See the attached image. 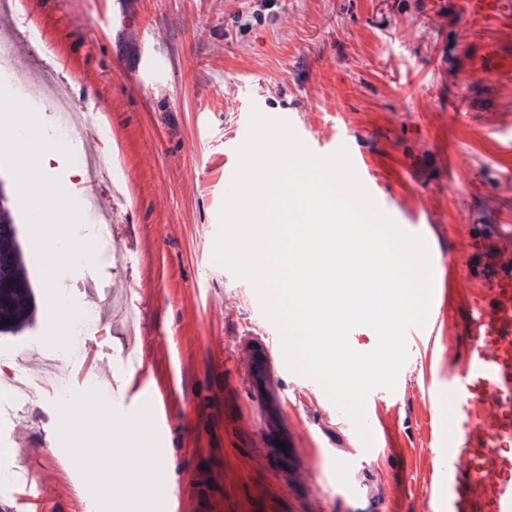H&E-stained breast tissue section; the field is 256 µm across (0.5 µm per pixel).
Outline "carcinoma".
I'll return each instance as SVG.
<instances>
[{"instance_id":"carcinoma-1","label":"carcinoma","mask_w":512,"mask_h":512,"mask_svg":"<svg viewBox=\"0 0 512 512\" xmlns=\"http://www.w3.org/2000/svg\"><path fill=\"white\" fill-rule=\"evenodd\" d=\"M7 285V297L0 301V332H15L32 320L33 295L21 251L0 253V285ZM10 324L5 325L3 321Z\"/></svg>"}]
</instances>
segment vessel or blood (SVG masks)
Wrapping results in <instances>:
<instances>
[{
  "label": "vessel or blood",
  "instance_id": "vessel-or-blood-1",
  "mask_svg": "<svg viewBox=\"0 0 512 512\" xmlns=\"http://www.w3.org/2000/svg\"><path fill=\"white\" fill-rule=\"evenodd\" d=\"M468 15L479 24L491 17L512 18V0H467ZM486 289L471 303L468 324L473 345L448 386L457 428L447 447L430 449L442 482L440 495L454 496L459 465H466L472 512H512V240L498 239L488 257ZM239 352L265 385L286 370L281 340L244 336Z\"/></svg>",
  "mask_w": 512,
  "mask_h": 512
}]
</instances>
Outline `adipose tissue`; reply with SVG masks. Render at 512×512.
<instances>
[{"label":"adipose tissue","instance_id":"adipose-tissue-1","mask_svg":"<svg viewBox=\"0 0 512 512\" xmlns=\"http://www.w3.org/2000/svg\"><path fill=\"white\" fill-rule=\"evenodd\" d=\"M82 420L83 435L99 445L103 459L96 472L97 492L112 512H139L138 500L144 494L160 493L164 487L161 465L147 448L148 422L139 420L115 429L105 406L81 408L62 403L57 414L59 434L71 433L75 420Z\"/></svg>","mask_w":512,"mask_h":512}]
</instances>
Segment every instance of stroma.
<instances>
[{"mask_svg": "<svg viewBox=\"0 0 512 512\" xmlns=\"http://www.w3.org/2000/svg\"><path fill=\"white\" fill-rule=\"evenodd\" d=\"M40 32L12 56L61 93L98 109L121 187L102 183L112 244L90 269L61 273L62 293L95 310L87 356L68 366L69 397L111 403L108 377L148 392L164 417L151 452L174 462L178 496L141 512H442L430 441L454 415L436 404L466 357L481 255L470 240L512 231V79L481 70L486 45L512 61V20L472 24L465 0H14ZM135 15L137 24H118ZM287 118L316 155L346 148L379 208L421 235L437 261V309L408 340L396 390L366 401L379 446L366 456L353 422L313 380L289 372L256 401L240 337L275 333L252 284L213 260L219 212L252 109ZM1 205L16 227L35 308L0 333L20 377L0 416V512H104L87 469L57 434L62 403L41 366L63 360L49 328L39 261L11 172ZM107 284L111 294L93 291ZM22 470L23 481L2 480Z\"/></svg>", "mask_w": 512, "mask_h": 512, "instance_id": "stroma-1", "label": "stroma"}]
</instances>
